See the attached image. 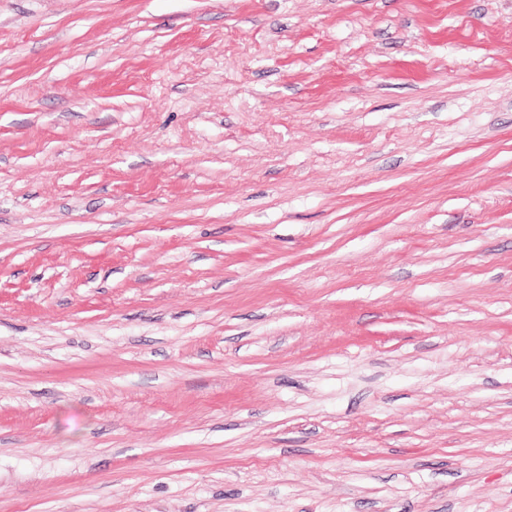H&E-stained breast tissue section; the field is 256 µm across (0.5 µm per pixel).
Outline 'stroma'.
<instances>
[{
  "label": "stroma",
  "instance_id": "35a3bbf8",
  "mask_svg": "<svg viewBox=\"0 0 512 512\" xmlns=\"http://www.w3.org/2000/svg\"><path fill=\"white\" fill-rule=\"evenodd\" d=\"M0 512H512V0H0Z\"/></svg>",
  "mask_w": 512,
  "mask_h": 512
}]
</instances>
